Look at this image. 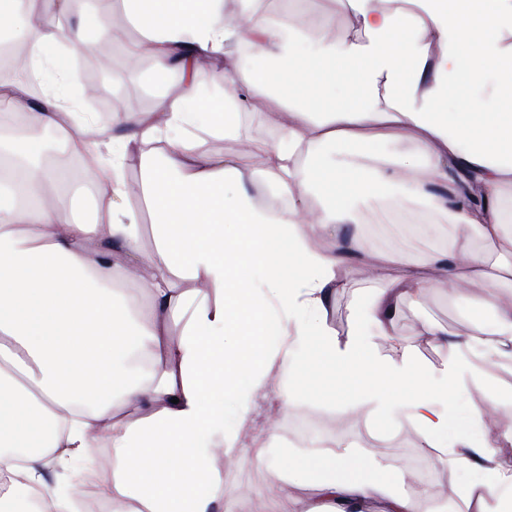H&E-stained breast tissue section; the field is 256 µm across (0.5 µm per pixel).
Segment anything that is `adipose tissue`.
Instances as JSON below:
<instances>
[{
    "label": "adipose tissue",
    "mask_w": 512,
    "mask_h": 512,
    "mask_svg": "<svg viewBox=\"0 0 512 512\" xmlns=\"http://www.w3.org/2000/svg\"><path fill=\"white\" fill-rule=\"evenodd\" d=\"M68 41L83 46L112 0L78 14ZM122 0L157 74L182 91L154 112L77 117V81L55 58L36 0H0V30L24 47L50 86L32 102L21 81H0V512L18 498L52 494L90 451L107 445L111 473L99 494L123 512H233L239 487L224 461L238 455L267 367L287 366L302 342L319 368L361 384L348 407L396 406L451 472L468 477L461 512H512V468L487 408H471L448 432V412L424 393L413 342L400 358L372 352L371 337L336 336L331 300L345 257L365 250L366 205L392 189L418 201L424 219L447 217L489 246L487 260L457 245L423 255L401 249L373 263L383 281L365 317L390 335L407 301L456 281L483 286L482 314L451 342L441 393L478 381L476 358L512 346V0H324L306 23L300 0L274 11L265 0ZM351 31L337 38L335 18ZM223 62L228 86L200 97L206 65ZM263 101L275 132L261 167L205 155L201 134L239 133L242 111ZM84 158L110 194L93 189L96 216H77L80 189L44 164L43 129ZM406 140L412 151L388 152ZM135 155L153 210L155 247L144 253L125 199L124 160ZM267 183L262 207L249 184ZM314 208H306L308 199ZM183 322L178 342L169 326ZM270 487L312 478L313 512H442L430 498L394 492L399 471L360 456L319 451L298 463L264 461Z\"/></svg>",
    "instance_id": "obj_1"
}]
</instances>
